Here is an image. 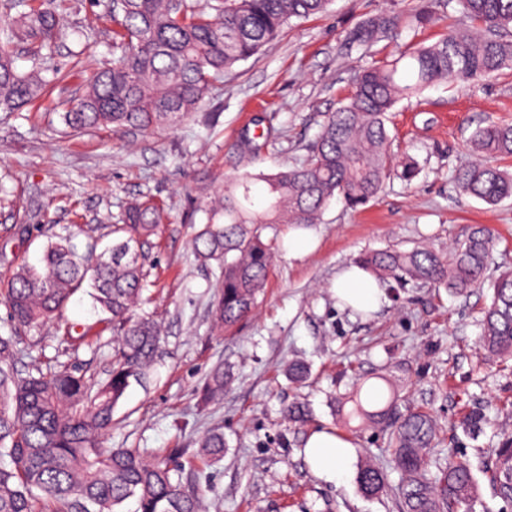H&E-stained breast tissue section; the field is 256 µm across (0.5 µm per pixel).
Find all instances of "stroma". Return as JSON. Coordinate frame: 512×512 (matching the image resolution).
<instances>
[{
  "mask_svg": "<svg viewBox=\"0 0 512 512\" xmlns=\"http://www.w3.org/2000/svg\"><path fill=\"white\" fill-rule=\"evenodd\" d=\"M417 0H332L325 14L287 25L258 58L240 63L202 104L197 117L146 135L137 130L74 134L59 115L90 74L112 60L110 0H55L64 35L48 65L68 72L49 86L40 109L0 112V289L15 267L37 263L52 236H73L78 248L89 238L111 245L109 227L123 206L152 198L166 221L152 239L149 312L162 325L163 354L146 378L132 383L114 412L109 446L136 448L151 456L183 451L182 478L204 499L207 512H401L388 437L367 427L349 434L357 466L383 467L391 492L370 499L354 471L328 482L309 468L303 448L311 430L343 432L339 399L354 378L382 372L400 393L401 410L429 412L440 436L433 459L468 461L478 480L474 512H512L496 496L485 467L496 448L512 440V359L487 355L478 345L488 291L457 295L408 284L390 288L378 310L341 306L334 290L338 272L366 252L407 250L420 241L447 250L474 225L494 231L488 277L512 267V200L490 206L461 194L458 167L474 162L472 130L489 122L512 123V71L482 81H443L401 100L387 128L395 157L412 156L419 174L412 182L387 179L379 200L351 210L335 203L321 223L304 230L316 247L293 257L280 246L258 307L232 328L220 329L213 314L219 271L200 265L191 240L203 212L224 189V180L251 169L275 171L303 162L327 113L350 94L364 68L392 50L431 43L451 28L465 27L455 0H433L432 19L417 31L365 50L349 31L380 14L404 16ZM263 118L272 136L259 157L241 147L243 134ZM21 224H40L42 235L26 238ZM65 323L22 330L17 365L79 364L105 378L116 338L111 330L70 350L66 323H93L91 299L77 293ZM309 363L306 384L288 380V365ZM231 376L223 400L200 403L210 372ZM301 400L312 409L306 426L288 421L283 409ZM482 413L480 432L465 430L470 413ZM224 434L220 464L194 459L197 440Z\"/></svg>",
  "mask_w": 512,
  "mask_h": 512,
  "instance_id": "obj_1",
  "label": "stroma"
}]
</instances>
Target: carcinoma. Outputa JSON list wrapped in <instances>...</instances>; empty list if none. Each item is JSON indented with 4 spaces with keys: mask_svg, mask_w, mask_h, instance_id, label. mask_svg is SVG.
Returning <instances> with one entry per match:
<instances>
[{
    "mask_svg": "<svg viewBox=\"0 0 512 512\" xmlns=\"http://www.w3.org/2000/svg\"><path fill=\"white\" fill-rule=\"evenodd\" d=\"M470 22L429 45L387 57L364 70L350 96L325 116L306 160L276 172L245 170L224 181V194L205 211L196 232V260L221 269L216 317L230 328L249 315L264 295L278 248L277 236H263L276 224L308 228L333 202L358 209L376 201L394 170L387 122L402 99L453 79L473 82L512 70V0H457ZM330 0H112V64L86 80L81 95L60 118L75 134L134 128L150 134L198 114L224 72L259 54L292 20L325 12ZM17 16L0 20V112L32 105L46 83L43 64L61 36L48 0H17ZM397 20L380 14L350 32L352 45L371 47L388 38ZM26 44L33 66H16L13 46ZM474 152L512 157V123L477 125L470 134ZM459 189L490 205L512 199V172L476 163L458 170ZM262 183L264 196L253 195ZM164 221L153 200H136L112 225L108 255L91 243L78 252L72 240L48 242L37 265L16 267L0 292L14 327L60 321L71 297L90 289L99 322L117 336L112 370L97 381L77 365L60 364L19 373L22 355L16 337L0 335V512H118L135 499V512H202L203 501L186 491L178 476L180 451L149 458L132 448L105 446L113 414L131 382L140 381L161 349L160 325L143 310L150 303L144 245ZM493 238L482 225L448 249L377 250L360 264L379 282L428 285L464 293L485 278ZM92 327L66 325L67 342L77 351ZM483 348L512 356V271L492 281L484 309ZM389 397L372 410L375 386L357 385L342 398L348 420L388 431L394 462L402 472V512H472L477 479L464 461L432 464L427 449L438 426L426 411L396 416L398 394L387 377ZM228 377L211 372L202 402L224 396ZM289 419L305 423L304 402L287 406ZM224 433L203 436L196 462L209 467L224 458ZM502 500L512 495V443L496 450L491 467ZM362 493L390 490L384 470L366 463L357 473Z\"/></svg>",
    "mask_w": 512,
    "mask_h": 512,
    "instance_id": "cac0c4a2",
    "label": "carcinoma"
}]
</instances>
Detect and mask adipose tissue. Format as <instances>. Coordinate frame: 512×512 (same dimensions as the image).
Masks as SVG:
<instances>
[{"label":"adipose tissue","instance_id":"adipose-tissue-1","mask_svg":"<svg viewBox=\"0 0 512 512\" xmlns=\"http://www.w3.org/2000/svg\"><path fill=\"white\" fill-rule=\"evenodd\" d=\"M335 290L339 298L358 310L378 309L383 296L375 279L356 265L339 274ZM304 452L313 472L332 482L340 480L349 471L355 446L341 434L319 428L309 434Z\"/></svg>","mask_w":512,"mask_h":512}]
</instances>
